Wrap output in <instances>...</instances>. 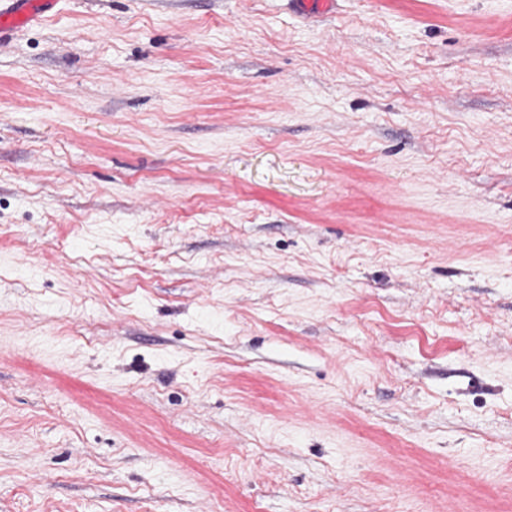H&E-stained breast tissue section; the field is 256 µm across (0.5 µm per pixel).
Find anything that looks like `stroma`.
<instances>
[{
  "label": "stroma",
  "instance_id": "stroma-1",
  "mask_svg": "<svg viewBox=\"0 0 512 512\" xmlns=\"http://www.w3.org/2000/svg\"><path fill=\"white\" fill-rule=\"evenodd\" d=\"M0 512H512V0L0 45Z\"/></svg>",
  "mask_w": 512,
  "mask_h": 512
}]
</instances>
